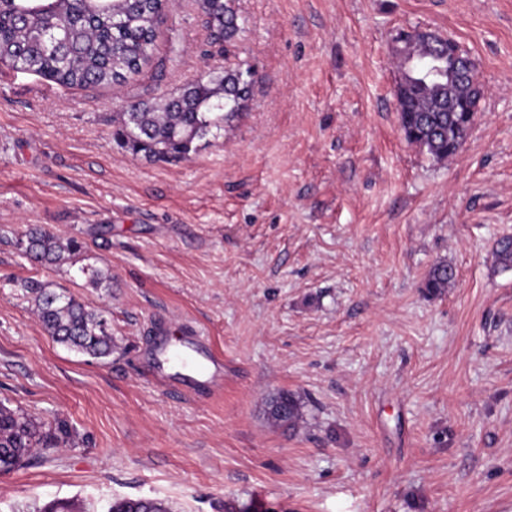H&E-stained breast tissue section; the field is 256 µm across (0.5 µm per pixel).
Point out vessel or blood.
<instances>
[{
    "label": "vessel or blood",
    "instance_id": "vessel-or-blood-1",
    "mask_svg": "<svg viewBox=\"0 0 512 512\" xmlns=\"http://www.w3.org/2000/svg\"><path fill=\"white\" fill-rule=\"evenodd\" d=\"M196 333L172 335L159 348L153 368L160 377H174L188 389H213L224 381V358L201 354Z\"/></svg>",
    "mask_w": 512,
    "mask_h": 512
}]
</instances>
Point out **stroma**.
Here are the masks:
<instances>
[{"instance_id": "stroma-1", "label": "stroma", "mask_w": 512, "mask_h": 512, "mask_svg": "<svg viewBox=\"0 0 512 512\" xmlns=\"http://www.w3.org/2000/svg\"><path fill=\"white\" fill-rule=\"evenodd\" d=\"M231 5L226 48L198 0H172L120 89L0 65V402L69 429L0 472V512H512V269L494 256L512 236V0ZM412 30L453 38L484 90L443 163L395 112L390 47ZM238 66L255 73L247 109L187 158L113 141L129 103ZM30 225L85 248L32 265ZM439 262L455 279L433 296ZM31 278L105 310L111 356L56 343ZM185 328L224 357L212 397L149 373ZM283 391L302 406L292 430L267 415ZM454 281L453 270L448 264L440 262L429 271L424 283L426 292L430 295H439L450 288ZM110 512H169V509L160 500L123 499L115 502Z\"/></svg>"}]
</instances>
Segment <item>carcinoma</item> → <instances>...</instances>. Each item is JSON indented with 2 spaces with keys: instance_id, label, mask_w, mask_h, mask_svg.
<instances>
[{
  "instance_id": "obj_1",
  "label": "carcinoma",
  "mask_w": 512,
  "mask_h": 512,
  "mask_svg": "<svg viewBox=\"0 0 512 512\" xmlns=\"http://www.w3.org/2000/svg\"><path fill=\"white\" fill-rule=\"evenodd\" d=\"M215 38L230 42L237 33L238 15L229 0H200ZM163 0H0V64L16 73L34 74L69 86H122L138 76L154 55ZM60 29L52 45L45 44L48 29ZM416 63L433 62L428 75L412 74L398 92L403 111L399 125L408 143L437 162L453 157L475 120L473 111L450 112L448 101L465 97L478 108L482 91L474 78L448 83L454 64L448 47L417 41L409 48ZM251 68L204 72L180 93L160 104L138 101L112 119L113 137L124 149L148 159L184 158L196 142L213 130L223 131L245 110L252 88H244ZM25 256L42 266H56L78 254L82 243L62 239L40 227L28 228L21 240ZM495 258L512 269V238L496 244ZM454 281L453 270L440 262L429 271L426 292L439 295ZM34 310L56 342L95 359L112 355V333L104 311L89 309L64 290L36 279L25 281ZM268 418L293 429L301 418L299 400L281 392L268 404ZM66 435L63 427L45 428L28 413L0 402V465H24L34 448H53ZM110 512H169L153 499H123Z\"/></svg>"
}]
</instances>
